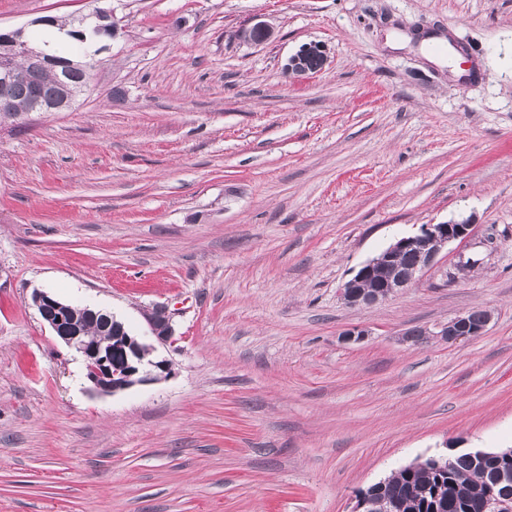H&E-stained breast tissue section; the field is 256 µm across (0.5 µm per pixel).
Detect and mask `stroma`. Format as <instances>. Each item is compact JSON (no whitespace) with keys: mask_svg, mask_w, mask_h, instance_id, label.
Masks as SVG:
<instances>
[{"mask_svg":"<svg viewBox=\"0 0 512 512\" xmlns=\"http://www.w3.org/2000/svg\"><path fill=\"white\" fill-rule=\"evenodd\" d=\"M110 4L90 92L0 122V512H350L416 458L512 448V0ZM98 5L0 0V29ZM390 32L446 35L466 74ZM310 43L323 69L286 75ZM462 219L417 285L339 299ZM37 289L145 338L166 308L169 374L90 395ZM485 308L475 340H402ZM472 228L473 224H470V220L424 224L416 234L396 239L385 251L364 263L351 279L340 286L338 289L340 300L350 306H368L394 297L417 284L424 274L437 264V258L445 247L454 241L468 238ZM407 252L416 255V262L415 256L411 253L405 254ZM397 261L401 267L415 263L407 268H399L397 275L384 285L382 284L391 275V271L388 269H382L373 280L364 285V288H375L382 285L379 292L356 289L358 285L374 274L380 264L396 263Z\"/></svg>","mask_w":512,"mask_h":512,"instance_id":"obj_1","label":"stroma"}]
</instances>
